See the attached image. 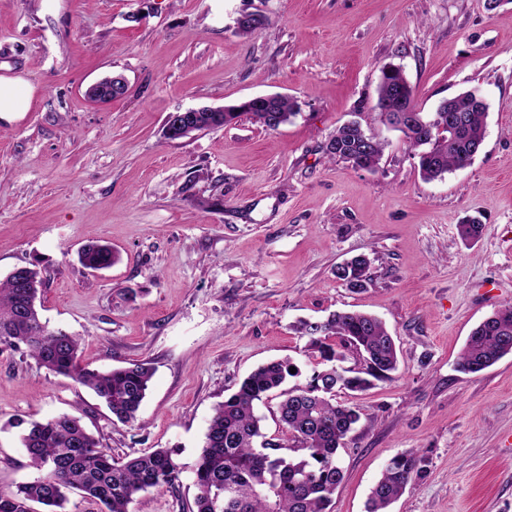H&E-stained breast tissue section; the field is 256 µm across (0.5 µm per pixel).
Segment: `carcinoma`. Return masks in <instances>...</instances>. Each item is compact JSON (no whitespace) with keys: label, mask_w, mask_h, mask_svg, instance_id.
<instances>
[{"label":"carcinoma","mask_w":512,"mask_h":512,"mask_svg":"<svg viewBox=\"0 0 512 512\" xmlns=\"http://www.w3.org/2000/svg\"><path fill=\"white\" fill-rule=\"evenodd\" d=\"M467 91L441 101L433 112H403L399 98L414 100L403 68L389 63L381 70L374 111L385 124L402 133L416 152L421 177L435 180L466 167L480 150L488 106ZM387 107L390 112L383 113ZM267 130H276L297 115L284 97L266 100L248 111ZM385 144L352 121L336 129L326 151L354 169L378 168ZM117 260L112 247L90 244L79 253L87 269L99 270ZM371 261L358 255L336 267L334 275L350 289H361L370 280ZM42 284L35 264L14 268L0 280V346L24 348L49 372L72 378L92 390L107 406L112 420H136L146 398L153 370L146 363L91 370L80 362L77 337L52 330L42 320L37 298ZM299 332L309 337V347L319 354L323 369L313 371L304 386L284 392L279 421L291 435L283 445L266 439L255 405L281 388L292 363L272 361L252 371L235 393L215 408L210 419L196 470L192 512H329L336 488L344 479L338 450L359 421L351 406L332 400L338 388L365 391L392 379L398 369L393 337L377 317L340 311L325 322H302ZM335 336L339 344L327 339ZM353 350L364 359L360 370L339 373L336 361ZM512 354V304H506L477 324L468 336L457 366L465 374L479 373ZM30 465L38 472L16 490L0 493V512H32L39 504L45 512H68V494L77 492L101 506V512H130L135 496L151 487L174 489L181 466L172 451L157 449L139 456L112 457L108 448L84 426L76 413L44 421L16 418ZM418 475L412 453L397 456L386 465L370 489L367 512H389V507Z\"/></svg>","instance_id":"carcinoma-1"}]
</instances>
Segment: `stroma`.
I'll use <instances>...</instances> for the list:
<instances>
[{
    "mask_svg": "<svg viewBox=\"0 0 512 512\" xmlns=\"http://www.w3.org/2000/svg\"><path fill=\"white\" fill-rule=\"evenodd\" d=\"M245 13L265 25L241 33ZM389 62L422 111L483 96L468 166L421 178L373 110ZM0 74L37 88L29 111L0 120V279L39 264L41 317L80 340L84 363L154 369L124 425L71 378L0 349V492L37 475L13 418L79 410L113 457L167 448L182 464L176 489L139 492L131 512H189L215 407L271 360L299 368L288 386L306 385L316 360L294 324L352 310L385 322L399 367L336 392L360 420L330 512H366L405 452L419 475L391 512H512V355L456 368L471 330L512 303V0H0ZM117 74L124 95L87 98ZM263 94L288 96L296 116L274 131L243 114L164 136L171 113ZM351 121L385 141L376 171L328 154ZM474 221L480 237L462 241ZM90 243L118 261L84 268ZM360 253L371 279L353 290L333 271Z\"/></svg>",
    "mask_w": 512,
    "mask_h": 512,
    "instance_id": "1",
    "label": "stroma"
}]
</instances>
